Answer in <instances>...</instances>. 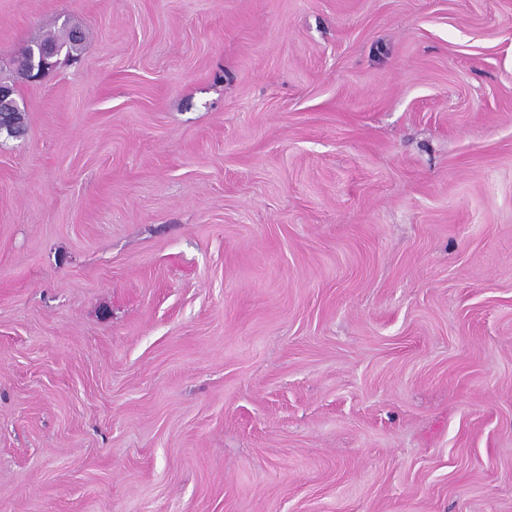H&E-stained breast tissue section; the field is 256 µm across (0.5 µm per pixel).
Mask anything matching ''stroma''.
Here are the masks:
<instances>
[{
  "instance_id": "1",
  "label": "stroma",
  "mask_w": 512,
  "mask_h": 512,
  "mask_svg": "<svg viewBox=\"0 0 512 512\" xmlns=\"http://www.w3.org/2000/svg\"><path fill=\"white\" fill-rule=\"evenodd\" d=\"M0 82V512H512V0H0ZM85 35H81L80 38H73L72 36L68 38V41H58L53 37H48L43 40L35 41L33 44L27 46L23 51L20 59L18 60V73L26 78L25 68L19 69L21 62L26 59L28 62L36 56L39 50V47L42 43H56L62 49V53L64 52V56L70 58L73 56L74 52L79 50V45L84 40ZM27 79V78H26Z\"/></svg>"
}]
</instances>
